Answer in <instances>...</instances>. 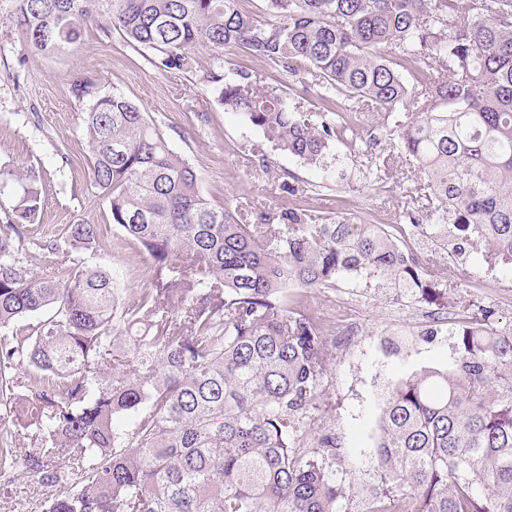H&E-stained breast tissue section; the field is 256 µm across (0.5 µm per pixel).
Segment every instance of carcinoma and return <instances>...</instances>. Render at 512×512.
Wrapping results in <instances>:
<instances>
[{
    "label": "carcinoma",
    "instance_id": "cac0c4a2",
    "mask_svg": "<svg viewBox=\"0 0 512 512\" xmlns=\"http://www.w3.org/2000/svg\"><path fill=\"white\" fill-rule=\"evenodd\" d=\"M10 2L7 20L41 56L66 54L103 21L104 36L119 33L165 72L210 46L315 77L323 112L243 74L200 77L308 165L353 138L355 107L406 112L389 132L434 201L425 227L390 234L305 208L242 224L207 202L139 105L77 81L88 177L152 259L131 303L110 269L80 257L99 244L95 224L65 226L79 257L63 272L23 266L13 242L39 211L36 175L0 172L17 197L0 225V330L37 319L0 344V406L38 445L0 444V476L58 488L46 512H336L344 490L299 439L320 404L329 329L290 289L365 279L434 300L440 267L407 247L417 233L450 258L480 244L485 262L512 272V0H265L273 22L240 0ZM491 315L462 317L452 369L389 390L383 491L366 512H512V332ZM17 365L22 383L7 376Z\"/></svg>",
    "mask_w": 512,
    "mask_h": 512
}]
</instances>
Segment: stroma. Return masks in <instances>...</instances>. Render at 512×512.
I'll return each instance as SVG.
<instances>
[{
	"instance_id": "stroma-1",
	"label": "stroma",
	"mask_w": 512,
	"mask_h": 512,
	"mask_svg": "<svg viewBox=\"0 0 512 512\" xmlns=\"http://www.w3.org/2000/svg\"><path fill=\"white\" fill-rule=\"evenodd\" d=\"M9 5L0 0V166L40 175L41 210L19 244V258L34 274L60 271L66 256L55 244L64 226L76 221L102 227L95 259L119 273L127 297L145 286L151 266L149 255L113 226L87 175L82 106L71 96L80 78L117 88L167 127L171 148L198 171L203 196L231 209L240 222L253 224L259 213L299 207L396 224L408 214L425 219L430 209L413 166L393 157L380 113L359 114L353 139L332 142L315 167L276 151L260 130L224 111L212 88L198 80L218 65L237 68L258 87L287 91L294 105L316 112L320 89L310 78H287L244 52L206 46L196 51L191 70L165 72L120 36L103 37L95 24L66 55L38 57L8 22ZM385 156L391 162L383 167L379 160ZM284 181L299 186V193H279ZM418 248L423 259L444 261L445 299L428 302L373 282L350 281L304 293L311 312L333 328L322 401L303 443L319 449L330 477L345 489L337 512H364L381 491L373 465L383 389L423 369L452 368L463 312L488 307L497 329L512 328L511 274L481 263L471 248L450 260L431 241H419ZM318 430L334 437V449L319 448L313 437ZM52 495L36 476L17 472L7 490H0V512H44Z\"/></svg>"
}]
</instances>
